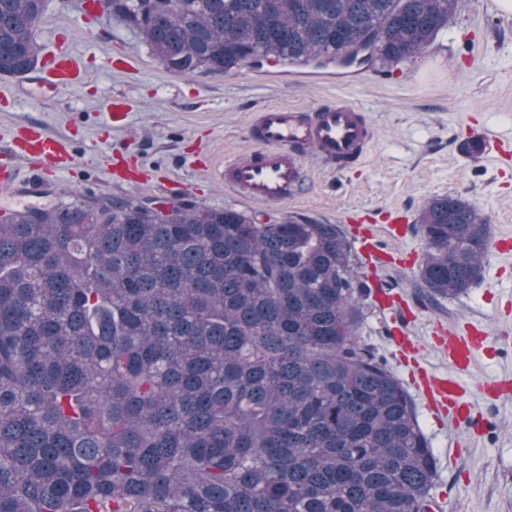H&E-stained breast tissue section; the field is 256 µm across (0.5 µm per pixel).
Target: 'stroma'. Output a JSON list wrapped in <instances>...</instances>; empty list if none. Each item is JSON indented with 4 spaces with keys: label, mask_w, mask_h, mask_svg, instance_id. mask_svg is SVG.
Returning <instances> with one entry per match:
<instances>
[{
    "label": "stroma",
    "mask_w": 512,
    "mask_h": 512,
    "mask_svg": "<svg viewBox=\"0 0 512 512\" xmlns=\"http://www.w3.org/2000/svg\"><path fill=\"white\" fill-rule=\"evenodd\" d=\"M42 51L64 42L81 55L90 79L45 101L31 93L38 70L0 77V91H12L14 111L0 112V151L16 127L41 122L51 133H74L78 164L55 183H19L0 194V210L47 207L62 191L87 197H132L163 202L161 181L174 183L175 196L207 208H233L280 220L291 215L339 225L366 216L381 224L386 211L411 215L431 200L460 195L486 216L492 234L512 233V159L499 155L494 142L512 147V12L497 0H461L448 27L417 57L388 67L375 65L354 73L353 84L338 81L339 69L323 68L321 77L298 67L245 66L224 74L182 75L160 65L138 33L110 13L83 23L75 0H46L36 32ZM129 56L122 71L103 65L108 53ZM124 99L121 122L108 124L103 103ZM360 107L374 128L375 142L361 167L336 171L307 154V180L292 199L250 203L225 187L226 160L255 147L249 133L256 112L267 105L304 109L336 98ZM483 139L470 157L461 144ZM122 156L141 171L139 183L110 180L106 153ZM406 267L384 272L414 307L408 325L416 339L415 357L434 375L448 374L447 361L433 349L435 325L482 323L494 357L479 358L462 378L475 411L488 420L483 434L445 419L432 420L416 407L418 424L437 461L430 491L433 512H512V393L487 392L493 381L512 377V255L489 250L481 279L458 297L437 305L422 301L419 271L425 242L410 228L396 244ZM357 336L388 362L400 382L408 375L391 341L390 312L372 296L361 301Z\"/></svg>",
    "instance_id": "1"
}]
</instances>
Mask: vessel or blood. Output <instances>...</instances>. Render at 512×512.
Returning a JSON list of instances; mask_svg holds the SVG:
<instances>
[{
    "mask_svg": "<svg viewBox=\"0 0 512 512\" xmlns=\"http://www.w3.org/2000/svg\"><path fill=\"white\" fill-rule=\"evenodd\" d=\"M43 72L35 93L47 98L85 83L87 71L81 56L68 49L42 61ZM255 150L245 157L225 161V186L251 202L277 203L298 193L304 182L302 149H311L324 165L343 170L363 164L374 140V131L360 108L340 100L312 110L276 106L259 112L252 127ZM76 164L72 141L53 135L32 122L13 138L8 155L0 159V190L9 191L22 181L43 182L69 174ZM384 229L374 225L355 226L360 251L369 270L386 267L394 260L384 244L405 233L407 217L393 210L385 216ZM487 336L481 325L464 328L435 327L433 340L447 358L450 375L437 377L420 372L414 378L416 392L428 413L451 415L471 429L486 427V420L474 417L465 399L460 375L470 372L486 350Z\"/></svg>",
    "mask_w": 512,
    "mask_h": 512,
    "instance_id": "vessel-or-blood-1",
    "label": "vessel or blood"
}]
</instances>
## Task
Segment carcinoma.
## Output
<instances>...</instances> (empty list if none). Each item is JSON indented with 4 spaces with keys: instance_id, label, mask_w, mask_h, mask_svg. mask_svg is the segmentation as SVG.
Wrapping results in <instances>:
<instances>
[{
    "instance_id": "obj_1",
    "label": "carcinoma",
    "mask_w": 512,
    "mask_h": 512,
    "mask_svg": "<svg viewBox=\"0 0 512 512\" xmlns=\"http://www.w3.org/2000/svg\"><path fill=\"white\" fill-rule=\"evenodd\" d=\"M104 0L167 70L397 64L456 0ZM45 0H0V75ZM432 303L483 272L460 195L420 212ZM336 224L79 194L0 216V512H431L411 397L361 343Z\"/></svg>"
}]
</instances>
